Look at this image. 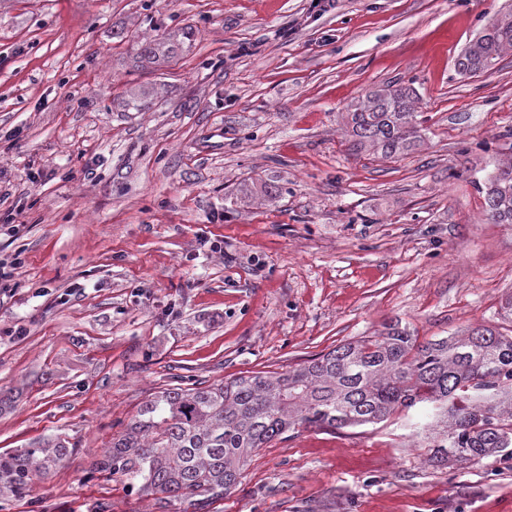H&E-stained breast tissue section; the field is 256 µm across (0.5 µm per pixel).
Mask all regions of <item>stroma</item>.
<instances>
[{
	"label": "stroma",
	"mask_w": 512,
	"mask_h": 512,
	"mask_svg": "<svg viewBox=\"0 0 512 512\" xmlns=\"http://www.w3.org/2000/svg\"><path fill=\"white\" fill-rule=\"evenodd\" d=\"M512 0H0V452L75 451L0 512H195L92 473L152 394L284 373L398 320L512 335V51L457 59ZM193 27L160 69L137 38ZM412 81L424 141L354 155L344 116ZM153 84L146 112L126 91ZM209 512H512V460L431 461L413 419L301 428ZM485 220L493 224H512V160L487 179Z\"/></svg>",
	"instance_id": "35a3bbf8"
}]
</instances>
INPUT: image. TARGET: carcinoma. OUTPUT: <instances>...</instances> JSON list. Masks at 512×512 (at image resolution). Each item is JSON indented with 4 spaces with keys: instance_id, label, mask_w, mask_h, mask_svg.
Segmentation results:
<instances>
[{
    "instance_id": "carcinoma-1",
    "label": "carcinoma",
    "mask_w": 512,
    "mask_h": 512,
    "mask_svg": "<svg viewBox=\"0 0 512 512\" xmlns=\"http://www.w3.org/2000/svg\"><path fill=\"white\" fill-rule=\"evenodd\" d=\"M195 30L145 40L135 62L159 65L187 48ZM512 50V17L498 20L469 43L458 72L475 76ZM155 88L129 90L125 107L149 108ZM416 90L393 83L369 91L350 112V151L393 158L423 140ZM485 220L512 224V161L486 182ZM512 336L468 327L456 336L416 344L401 323L365 340L342 344L285 373L239 376L229 382L156 393L93 470L121 474L143 496L164 500L200 496L201 505L239 483L253 453L298 427L336 430L377 424L401 409L430 406L422 427L438 462L459 465L512 459ZM68 441L45 439L34 448L0 455V481L17 493L69 454Z\"/></svg>"
}]
</instances>
